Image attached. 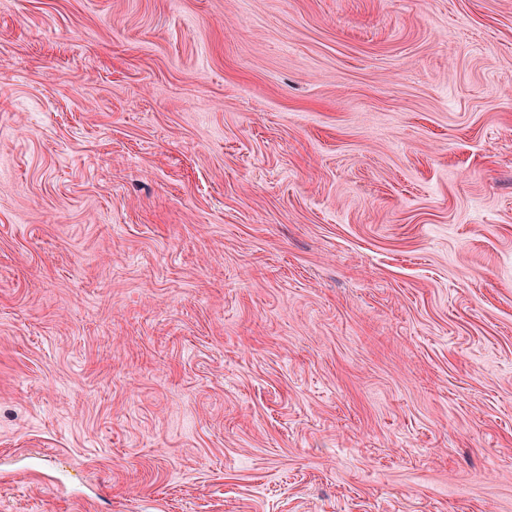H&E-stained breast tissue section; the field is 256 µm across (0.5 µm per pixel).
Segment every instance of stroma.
Here are the masks:
<instances>
[{
	"instance_id": "35a3bbf8",
	"label": "stroma",
	"mask_w": 512,
	"mask_h": 512,
	"mask_svg": "<svg viewBox=\"0 0 512 512\" xmlns=\"http://www.w3.org/2000/svg\"><path fill=\"white\" fill-rule=\"evenodd\" d=\"M0 512H512V0H0Z\"/></svg>"
}]
</instances>
